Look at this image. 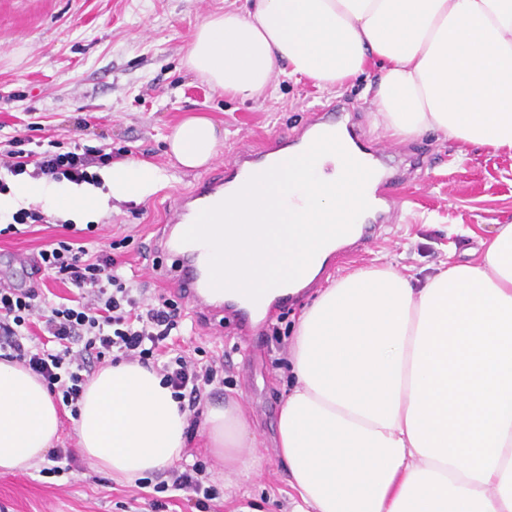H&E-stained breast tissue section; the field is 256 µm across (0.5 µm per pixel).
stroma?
<instances>
[{
  "instance_id": "stroma-1",
  "label": "stroma",
  "mask_w": 512,
  "mask_h": 512,
  "mask_svg": "<svg viewBox=\"0 0 512 512\" xmlns=\"http://www.w3.org/2000/svg\"><path fill=\"white\" fill-rule=\"evenodd\" d=\"M224 0H0V122L23 131L30 114L40 115L46 134L66 146L111 144L129 157L165 170L167 180L139 203L111 201L99 216L100 235L93 248L124 240L112 255L125 278L166 294L174 288L156 277L146 257L163 203L194 184L199 173L174 163L166 138L189 114L211 118L224 132V146L264 136L294 133L310 118L309 106L343 100L358 117L362 136L388 147V162L424 149L434 163L424 176L406 178L404 213L385 228L376 243L347 257H332L321 276L301 292L297 303L275 310L253 335L233 324L204 327L187 313L176 349L193 351L200 362L224 360V384L207 400H238L256 435L255 451L269 458L265 472L245 482L226 472L194 433L181 458L203 460L211 480L223 487L217 512H290V488L283 467L274 463L273 437L281 400L292 383L288 353L297 320L317 289L330 279L362 266L387 264L412 275L431 272L441 260H471V252L494 225L512 224V155L471 146L458 155L456 145L428 133L406 142L384 137L374 127L366 86L375 82L376 66L340 91L318 90L308 81L284 74L273 80L269 97L243 102L215 92L187 71L184 61L195 27ZM95 116L86 125L85 116ZM52 223L0 237V274L15 286L27 281L18 256H33L64 235V212L52 211ZM50 458L16 473H0V512H120L131 496L151 497L153 488L112 482L100 474L87 479L89 462L77 458L71 471L44 474Z\"/></svg>"
}]
</instances>
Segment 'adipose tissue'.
<instances>
[{
    "label": "adipose tissue",
    "instance_id": "adipose-tissue-1",
    "mask_svg": "<svg viewBox=\"0 0 512 512\" xmlns=\"http://www.w3.org/2000/svg\"><path fill=\"white\" fill-rule=\"evenodd\" d=\"M372 63L375 125L391 138L433 132L512 154V0H245L203 20L185 60L244 100L278 73L338 90ZM167 142L197 169L220 136L189 116ZM100 176L107 192L19 179L0 210L43 199L79 222L165 179L128 159ZM480 246L477 260L440 262L418 286L389 266L355 269L305 307L275 437L292 512H512V224ZM186 427L162 377L121 361L89 382L74 431L97 470L131 483L180 460ZM60 430L46 385L1 360L0 471L44 458ZM203 432L225 470L246 481L263 472L238 404L208 406Z\"/></svg>",
    "mask_w": 512,
    "mask_h": 512
}]
</instances>
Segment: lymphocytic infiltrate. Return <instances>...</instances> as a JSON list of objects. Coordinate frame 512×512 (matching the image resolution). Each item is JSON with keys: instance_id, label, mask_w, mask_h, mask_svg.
Masks as SVG:
<instances>
[{"instance_id": "obj_1", "label": "lymphocytic infiltrate", "mask_w": 512, "mask_h": 512, "mask_svg": "<svg viewBox=\"0 0 512 512\" xmlns=\"http://www.w3.org/2000/svg\"><path fill=\"white\" fill-rule=\"evenodd\" d=\"M40 122L28 123L26 135L0 141V169L17 177L46 178L95 184L98 170L110 166L111 145H86L63 150L56 139L39 137ZM96 225L73 228L69 238L39 251L34 277L24 288H0V354L28 368L43 380L63 405L76 407L98 364L105 358L135 361L154 368L170 386L188 415V432L199 427L209 386L223 383L224 367L200 363L180 352L170 354L168 342L179 330L184 308L165 293H146L117 271L111 249L89 250L85 241ZM54 275L78 291L66 302L47 301L43 275ZM40 337H32L31 327ZM152 512H164L160 493H187L196 512H216L221 497L201 463L168 469L155 486Z\"/></svg>"}]
</instances>
